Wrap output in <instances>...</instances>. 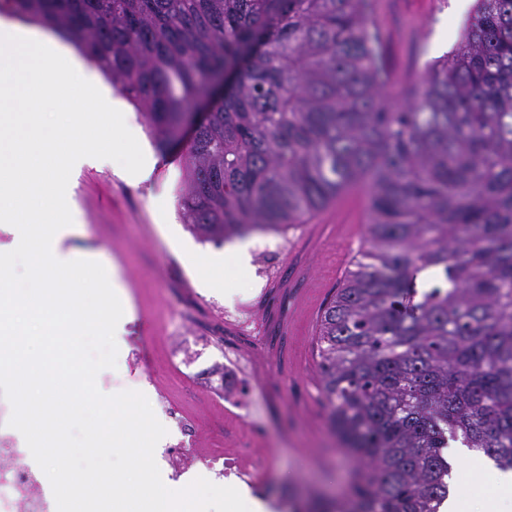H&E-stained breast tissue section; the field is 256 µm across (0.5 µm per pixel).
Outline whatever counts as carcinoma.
I'll return each instance as SVG.
<instances>
[{"mask_svg": "<svg viewBox=\"0 0 512 512\" xmlns=\"http://www.w3.org/2000/svg\"><path fill=\"white\" fill-rule=\"evenodd\" d=\"M69 32L165 152L210 100L178 206L201 242L283 234L366 198V245L321 311L330 424L361 461L323 512H439L444 449L512 470V0L406 83L375 0H7ZM446 287L418 294L416 274Z\"/></svg>", "mask_w": 512, "mask_h": 512, "instance_id": "1", "label": "carcinoma"}]
</instances>
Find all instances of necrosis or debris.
<instances>
[{"label": "necrosis or debris", "instance_id": "4bbe7bcc", "mask_svg": "<svg viewBox=\"0 0 512 512\" xmlns=\"http://www.w3.org/2000/svg\"><path fill=\"white\" fill-rule=\"evenodd\" d=\"M251 363L250 355L239 354L224 366V416L243 420L241 432L225 439L223 447L192 451L193 462L182 460L185 451H190L189 419L165 396H158L162 412L176 420L182 435L177 444L159 449L157 454L169 485H186L202 474L214 484L239 483L260 495L273 481L275 471L269 455L256 447L263 436L264 395L253 383ZM11 412L10 403L0 398V512H57L40 470L29 462L28 449L19 446L14 428L7 424Z\"/></svg>", "mask_w": 512, "mask_h": 512}]
</instances>
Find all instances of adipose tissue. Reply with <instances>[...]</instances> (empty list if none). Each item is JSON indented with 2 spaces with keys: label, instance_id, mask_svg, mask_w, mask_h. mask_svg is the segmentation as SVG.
Listing matches in <instances>:
<instances>
[{
  "label": "adipose tissue",
  "instance_id": "1",
  "mask_svg": "<svg viewBox=\"0 0 512 512\" xmlns=\"http://www.w3.org/2000/svg\"><path fill=\"white\" fill-rule=\"evenodd\" d=\"M451 461L456 470L467 472L469 477L489 487V495L480 505H473L467 497L450 494L444 502L445 512H505L512 504V471L500 470L486 460L473 458L464 448L450 449Z\"/></svg>",
  "mask_w": 512,
  "mask_h": 512
}]
</instances>
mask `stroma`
Instances as JSON below:
<instances>
[{
  "label": "stroma",
  "instance_id": "1",
  "mask_svg": "<svg viewBox=\"0 0 512 512\" xmlns=\"http://www.w3.org/2000/svg\"><path fill=\"white\" fill-rule=\"evenodd\" d=\"M455 0H381L386 66L411 78L427 61L455 44L468 17ZM185 142L157 156L148 178L122 174L120 165L84 166L72 179L67 200L78 214L67 249L88 252L114 266L127 288L133 313L117 341L118 370H125L130 343L146 352L134 390L147 398L164 393L191 418L201 448L224 445L223 406L214 404L207 372L225 352H254L253 372L262 381L264 420L277 480L266 497L282 490L342 494L356 466L337 451L329 411L320 390L316 320L363 250L364 200L351 194L288 229V258L264 269L261 248L273 234L252 235L250 267L222 263L223 247L199 242L178 207L185 180ZM210 276L214 289L198 284ZM253 300L264 325L262 341L225 325V312Z\"/></svg>",
  "mask_w": 512,
  "mask_h": 512
}]
</instances>
